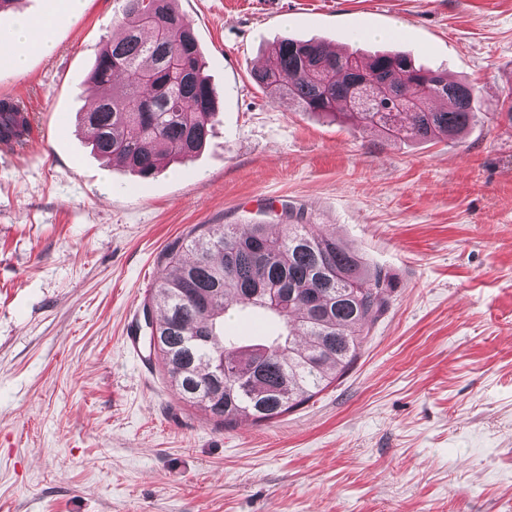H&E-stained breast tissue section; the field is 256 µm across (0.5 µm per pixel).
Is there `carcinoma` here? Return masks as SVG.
Here are the masks:
<instances>
[{
    "instance_id": "1",
    "label": "carcinoma",
    "mask_w": 512,
    "mask_h": 512,
    "mask_svg": "<svg viewBox=\"0 0 512 512\" xmlns=\"http://www.w3.org/2000/svg\"><path fill=\"white\" fill-rule=\"evenodd\" d=\"M353 58L286 38L252 79L273 101L333 115L348 112L358 86H382L386 93L357 115L399 140L455 139L481 114L479 89L445 70L424 71L404 54H376L354 67ZM203 68L176 0H125L120 33L102 45L90 75L108 92L84 116L95 132L92 151L141 176L168 156L192 158L216 113ZM437 100L440 109L430 106ZM29 132L23 103L1 99L0 144L21 146ZM164 259L168 272L145 303L149 347L180 398L226 425L273 420L340 379L390 288L386 273L335 236L313 232L301 213L288 215L276 235L264 224H204ZM231 307L269 313L283 331L262 343L232 340L224 334Z\"/></svg>"
}]
</instances>
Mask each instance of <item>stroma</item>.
<instances>
[{"label":"stroma","mask_w":512,"mask_h":512,"mask_svg":"<svg viewBox=\"0 0 512 512\" xmlns=\"http://www.w3.org/2000/svg\"><path fill=\"white\" fill-rule=\"evenodd\" d=\"M123 0H20L50 54L0 67L33 113L0 145V512H512V0H178L213 136L143 177L90 151V70ZM411 55L476 82L456 140L400 141L269 100L274 42ZM304 212L392 279L336 383L268 422L179 399L125 343L174 241Z\"/></svg>","instance_id":"obj_1"}]
</instances>
